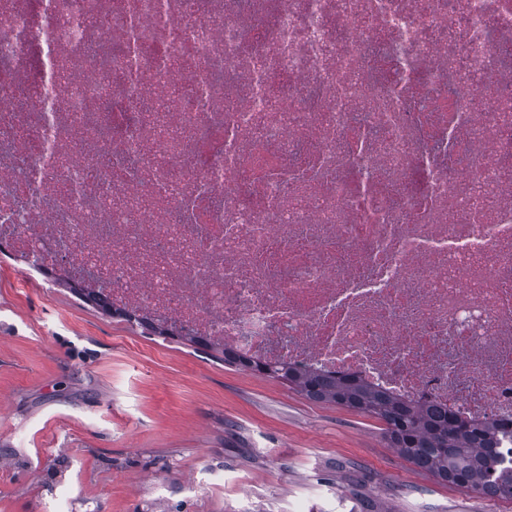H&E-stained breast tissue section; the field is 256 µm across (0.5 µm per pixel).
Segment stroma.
Masks as SVG:
<instances>
[{
    "instance_id": "obj_1",
    "label": "stroma",
    "mask_w": 512,
    "mask_h": 512,
    "mask_svg": "<svg viewBox=\"0 0 512 512\" xmlns=\"http://www.w3.org/2000/svg\"><path fill=\"white\" fill-rule=\"evenodd\" d=\"M512 512L376 419L84 304L0 253V512Z\"/></svg>"
}]
</instances>
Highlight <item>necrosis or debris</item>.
I'll return each mask as SVG.
<instances>
[{
    "mask_svg": "<svg viewBox=\"0 0 512 512\" xmlns=\"http://www.w3.org/2000/svg\"><path fill=\"white\" fill-rule=\"evenodd\" d=\"M0 249L510 429L512 0H0Z\"/></svg>",
    "mask_w": 512,
    "mask_h": 512,
    "instance_id": "necrosis-or-debris-1",
    "label": "necrosis or debris"
}]
</instances>
